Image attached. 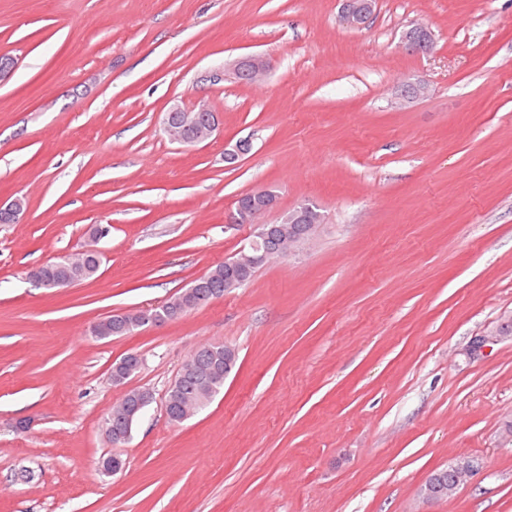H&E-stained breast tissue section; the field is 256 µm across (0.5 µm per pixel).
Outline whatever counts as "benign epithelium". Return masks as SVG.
<instances>
[{"mask_svg": "<svg viewBox=\"0 0 512 512\" xmlns=\"http://www.w3.org/2000/svg\"><path fill=\"white\" fill-rule=\"evenodd\" d=\"M375 9L376 0H342L340 22L350 29L363 28L373 18ZM403 40L405 47L414 53L428 54L434 49L432 33L423 23L411 25L404 33ZM267 67V60L254 54L241 56L231 63L235 78L245 83L258 81L266 73ZM218 125L217 113L204 101L199 102V105L191 110L175 104L168 109L163 119L166 136L172 142L186 146H193L210 139ZM244 198L249 200V203L245 205L242 199L237 200L236 211L252 223L257 222L276 203L274 195L267 190L249 192L243 195ZM26 207V200L22 197L14 199L7 206L0 205V223H16ZM316 223L313 210L299 208L291 211L286 224L261 225L262 244L252 242L235 257L225 260L232 269V277L224 281V287L240 288L246 284L253 268L260 264L264 265L273 258H286L293 255L314 238ZM296 224H306L308 229L298 234L294 229ZM132 398L133 401L121 404L117 413V416L121 417L128 426L132 425L137 411L154 399V393L148 388H138ZM478 468L479 463L471 458H463L452 464L454 483L447 487L442 485L440 473L432 472L421 487L422 497L432 501L445 492L450 496L455 494Z\"/></svg>", "mask_w": 512, "mask_h": 512, "instance_id": "1", "label": "benign epithelium"}]
</instances>
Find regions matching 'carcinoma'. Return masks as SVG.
Listing matches in <instances>:
<instances>
[{
  "mask_svg": "<svg viewBox=\"0 0 512 512\" xmlns=\"http://www.w3.org/2000/svg\"><path fill=\"white\" fill-rule=\"evenodd\" d=\"M102 264V254L87 257L83 264L75 269L62 265L58 258L45 264V287L56 289L62 281L82 283L96 279ZM231 272L224 270V264L213 267L206 275L196 280L198 287L188 297H183L185 290L171 296V300L185 299L182 314L207 305L214 297H222L225 293L224 278ZM151 323L150 314L141 310H129L119 315H109L96 321L90 334L96 339H108L113 336L128 335ZM224 347L220 342H209L200 346L191 356V366L182 365L175 379L170 383L167 397L172 402L169 409L170 422L181 424V415L175 408L182 404L192 406L195 411L204 409L224 389V367L234 366L236 359L224 362ZM142 361L130 358L119 369H111L112 384L118 386L128 382L141 370Z\"/></svg>",
  "mask_w": 512,
  "mask_h": 512,
  "instance_id": "carcinoma-1",
  "label": "carcinoma"
}]
</instances>
